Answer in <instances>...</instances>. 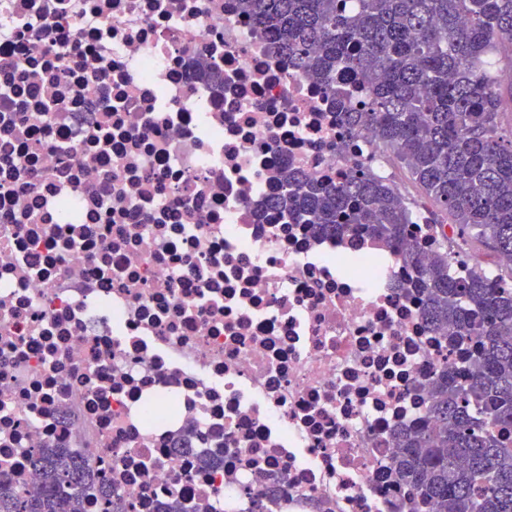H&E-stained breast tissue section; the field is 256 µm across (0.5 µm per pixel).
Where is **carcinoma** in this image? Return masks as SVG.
Returning <instances> with one entry per match:
<instances>
[{
  "label": "carcinoma",
  "instance_id": "1",
  "mask_svg": "<svg viewBox=\"0 0 512 512\" xmlns=\"http://www.w3.org/2000/svg\"><path fill=\"white\" fill-rule=\"evenodd\" d=\"M242 13L298 73L318 81L345 131L369 128L422 196L463 238L512 257V140L497 135L512 112V0H239ZM353 74L359 100L336 81ZM268 208L324 235L358 229L388 243L415 272L433 329L476 342L460 382L448 363L428 386L430 424L398 434L397 481L434 512H512V291L484 274L456 275L448 251L419 262L407 234L415 204L367 167L316 181L284 172ZM36 486L17 490L0 473V512H84L98 485L100 509L128 512L104 472L56 448L32 458Z\"/></svg>",
  "mask_w": 512,
  "mask_h": 512
}]
</instances>
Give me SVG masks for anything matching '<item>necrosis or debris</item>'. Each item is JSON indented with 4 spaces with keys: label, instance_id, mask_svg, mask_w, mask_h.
Listing matches in <instances>:
<instances>
[{
    "label": "necrosis or debris",
    "instance_id": "4bbe7bcc",
    "mask_svg": "<svg viewBox=\"0 0 512 512\" xmlns=\"http://www.w3.org/2000/svg\"><path fill=\"white\" fill-rule=\"evenodd\" d=\"M236 0H0V471L134 512H431L396 485L441 360L410 269L266 207L281 165L395 159ZM32 465L39 481L26 491H18L0 472V512H84L86 492L96 483L103 512H128L120 498L112 497L104 472L84 459L61 449L41 448Z\"/></svg>",
    "mask_w": 512,
    "mask_h": 512
}]
</instances>
